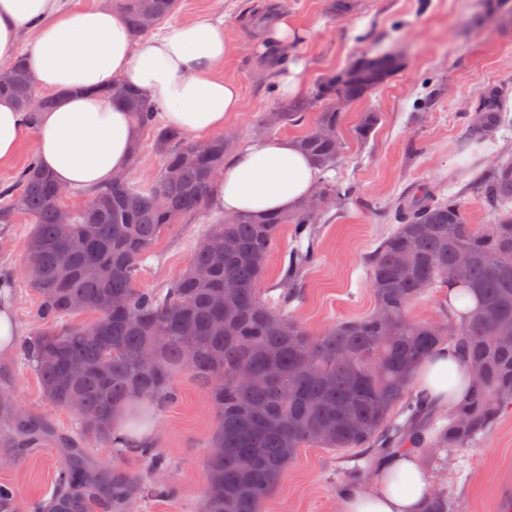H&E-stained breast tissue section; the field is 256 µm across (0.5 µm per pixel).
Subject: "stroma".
Wrapping results in <instances>:
<instances>
[{
  "label": "stroma",
  "mask_w": 512,
  "mask_h": 512,
  "mask_svg": "<svg viewBox=\"0 0 512 512\" xmlns=\"http://www.w3.org/2000/svg\"><path fill=\"white\" fill-rule=\"evenodd\" d=\"M268 3L304 35L288 52L302 95H310L320 75L361 57L391 49L400 56L399 68L345 111L344 148L326 179L351 187L352 194L320 214L315 226L319 258L304 271L302 295L289 307L297 321L317 333L372 311L366 258L395 227L394 207L405 193L424 187L440 198L459 196L470 223H490L472 179L489 162L512 160V124L493 138L475 141L467 134L466 115L490 89L499 90L512 110V24L494 21L495 0H356L342 15L331 11V0H177L162 29L198 18L224 22L231 50L215 73L240 88V108L224 122L240 145L261 138L263 114L287 102L282 92L266 89L281 70L276 53L254 47ZM367 111L380 113L381 120L363 142L356 127ZM219 215L210 208L170 225L144 260L137 287L164 288L183 273L193 245ZM31 229L25 215L0 224V275L12 280L0 298L12 305L21 341L40 326L38 296L24 271ZM172 385L179 398L156 410L152 444L168 458L166 478L176 492L168 498L143 496L133 512L204 509L206 457L217 416L190 374L176 373ZM0 391L12 409L76 435V415L45 400L19 348L0 353ZM360 457L356 449H301L263 512H336L343 483ZM62 460L54 440H41L21 454L0 433V487L12 493L17 512L53 497ZM421 462L432 487L448 492L456 512H512V411L475 447L426 454Z\"/></svg>",
  "instance_id": "35a3bbf8"
}]
</instances>
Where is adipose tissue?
Segmentation results:
<instances>
[{
	"label": "adipose tissue",
	"mask_w": 512,
	"mask_h": 512,
	"mask_svg": "<svg viewBox=\"0 0 512 512\" xmlns=\"http://www.w3.org/2000/svg\"><path fill=\"white\" fill-rule=\"evenodd\" d=\"M38 18L43 24L29 61L40 85L59 98L33 127L12 101L0 99V160L11 158L30 132L41 166L67 189L96 187L127 171L137 128L129 112L101 93L115 80L158 104L166 124L197 136L223 128L240 108L238 85L213 74L229 49L223 21L197 19L137 47L111 10L70 9L62 0H0V62L14 58L21 29ZM321 178L294 140L271 137L225 160L212 205L230 215L290 213ZM470 381L465 363L445 345L414 373L418 391L441 404L465 401ZM429 491L418 457L399 454L365 489L340 495L337 512H421Z\"/></svg>",
	"instance_id": "1"
}]
</instances>
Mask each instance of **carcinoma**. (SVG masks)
I'll use <instances>...</instances> for the list:
<instances>
[{
	"label": "carcinoma",
	"instance_id": "carcinoma-1",
	"mask_svg": "<svg viewBox=\"0 0 512 512\" xmlns=\"http://www.w3.org/2000/svg\"><path fill=\"white\" fill-rule=\"evenodd\" d=\"M136 36L167 19L177 0H111ZM399 66L381 55L364 57L339 73L320 77L311 94L264 115L262 128L301 121L321 103L311 128L297 139L300 148L327 170L343 150L342 113L336 101L366 98ZM37 79L20 58L0 68V97L12 99L34 120L54 96L36 95ZM130 112L138 128L154 131L159 173L145 188L123 178L92 190L89 202L67 205L57 181L36 162L0 192V223L17 214L30 218L26 259L38 295L43 328L27 338L21 352L39 380L44 398L78 416L81 439L109 447L117 455L149 462L156 497L174 493L161 479L168 461L154 447L126 446L111 434L110 419L120 403L138 397L164 408L176 399L171 377L191 373L218 415L207 457L205 512H262L282 473L300 449H361L387 460L408 444L420 456L434 449L471 448L512 407V162L498 161L474 180L477 195L493 217L471 224L451 195L404 197L395 208L398 225L369 255L367 267L375 306L363 317L344 320L314 334L288 307L301 297L300 277L316 258L314 227L321 209L305 201L292 213L225 216L204 237L225 248L215 265L211 249L195 245L188 268L168 288L144 291L135 281L145 258L169 225L209 204L213 172L224 166L233 139L204 144L156 123L159 107L118 81L102 89ZM377 112L363 113L360 140L378 125ZM512 122L498 91L490 90L467 117L470 135L483 139ZM322 205L350 195L351 189L324 184ZM292 225L296 241L277 288L263 299L258 285L282 225ZM86 248L72 252L68 240ZM470 254L467 277L451 269L459 251ZM198 270L207 277L195 275ZM448 287L471 292L478 308L438 326L415 320L409 306L422 295ZM221 296L224 308L213 299ZM118 297L119 310L105 309ZM93 311L91 324L63 318ZM454 348L473 373V390L448 409V423L436 427V410L413 390L416 366L442 344ZM78 374L68 376L73 368ZM8 435L26 448L47 435L36 418L13 417ZM71 449L58 469L59 491L32 512H87L97 495L109 497L112 512H131L142 493L140 478L115 471L103 478ZM423 512H454L448 493L431 490Z\"/></svg>",
	"mask_w": 512,
	"mask_h": 512
}]
</instances>
